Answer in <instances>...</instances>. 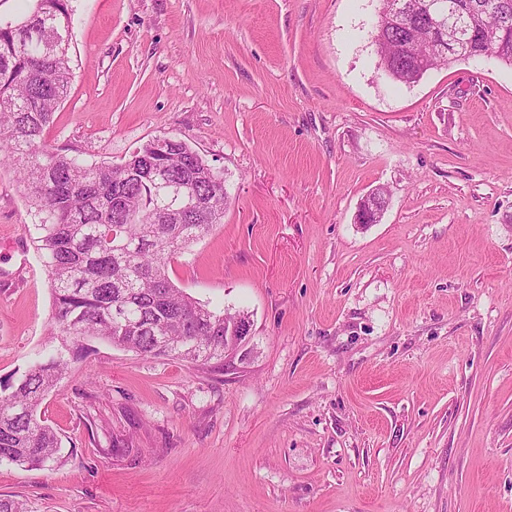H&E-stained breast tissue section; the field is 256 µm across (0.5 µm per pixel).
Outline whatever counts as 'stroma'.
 I'll list each match as a JSON object with an SVG mask.
<instances>
[{
    "mask_svg": "<svg viewBox=\"0 0 512 512\" xmlns=\"http://www.w3.org/2000/svg\"><path fill=\"white\" fill-rule=\"evenodd\" d=\"M46 141L118 165L186 142L224 216L170 279L252 323L232 368L90 340L40 411L29 512H512V66L382 71L380 0H71ZM375 188L387 208L356 222ZM0 166V380L58 348Z\"/></svg>",
    "mask_w": 512,
    "mask_h": 512,
    "instance_id": "stroma-1",
    "label": "stroma"
}]
</instances>
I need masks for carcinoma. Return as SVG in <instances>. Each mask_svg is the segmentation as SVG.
Wrapping results in <instances>:
<instances>
[{
    "instance_id": "carcinoma-1",
    "label": "carcinoma",
    "mask_w": 512,
    "mask_h": 512,
    "mask_svg": "<svg viewBox=\"0 0 512 512\" xmlns=\"http://www.w3.org/2000/svg\"><path fill=\"white\" fill-rule=\"evenodd\" d=\"M70 0H35L37 35L0 23V163L15 166L38 222L35 249L54 298L52 325L63 348L96 338L141 355L224 363V333L239 314L209 308L169 278L171 259L205 237L224 217V181L185 142L172 155L146 144L120 165H85L50 151L44 133L71 79ZM372 36L385 74L411 84L450 65L432 41L458 43L470 58L512 65V0H451L476 18L460 28L427 21L432 0H380ZM32 104L36 112H25ZM207 207H168L159 175ZM69 368L59 352L0 381V463L52 468L60 440L38 418L45 395Z\"/></svg>"
}]
</instances>
